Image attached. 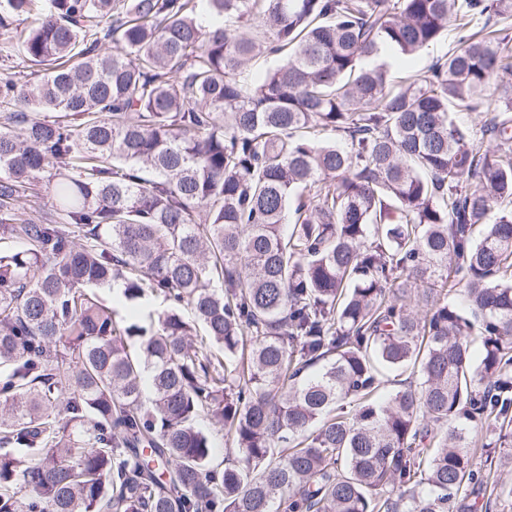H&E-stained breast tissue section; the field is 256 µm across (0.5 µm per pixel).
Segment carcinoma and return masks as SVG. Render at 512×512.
<instances>
[{
    "mask_svg": "<svg viewBox=\"0 0 512 512\" xmlns=\"http://www.w3.org/2000/svg\"><path fill=\"white\" fill-rule=\"evenodd\" d=\"M3 2L39 81L0 73V512H489L465 423L512 427V0ZM111 286L167 308L128 324ZM386 368L419 382L382 402ZM453 45V34L448 33V36L443 38L439 43L433 46L431 49L423 53L413 64L404 65L399 61L391 63V73L395 77H404L407 75L408 70L419 69L431 61L433 56L442 55L448 51ZM199 426L202 429H204L207 433L210 434L211 439L215 443V448H216L215 458H216V462L220 463L222 460H224V457L226 459L227 456H228L227 451L229 452L230 448H231V451H232L233 445H232L231 439H228V437L225 435L224 429H222L218 425H212L206 419L200 420L199 421Z\"/></svg>",
    "mask_w": 512,
    "mask_h": 512,
    "instance_id": "carcinoma-1",
    "label": "carcinoma"
}]
</instances>
